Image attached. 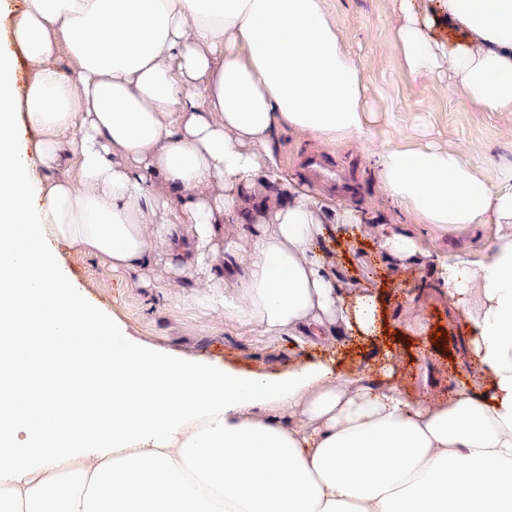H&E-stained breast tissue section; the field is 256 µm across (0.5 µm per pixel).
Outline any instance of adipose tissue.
<instances>
[{"label":"adipose tissue","instance_id":"ef3b65f1","mask_svg":"<svg viewBox=\"0 0 512 512\" xmlns=\"http://www.w3.org/2000/svg\"><path fill=\"white\" fill-rule=\"evenodd\" d=\"M398 9L409 71L447 67L512 112V0ZM1 26L0 512H512V236L434 267L487 388L432 407L323 361L277 376L139 345L62 272L69 254L139 271L163 245L210 309L267 334H377L374 298L346 301L317 248L322 212L357 215L313 205L277 157L281 129L335 142L372 121L324 0H0ZM375 165L414 223L512 224V186L459 150L403 141ZM231 222L262 230L211 249Z\"/></svg>","mask_w":512,"mask_h":512}]
</instances>
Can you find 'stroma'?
I'll return each instance as SVG.
<instances>
[{"label":"stroma","instance_id":"obj_1","mask_svg":"<svg viewBox=\"0 0 512 512\" xmlns=\"http://www.w3.org/2000/svg\"><path fill=\"white\" fill-rule=\"evenodd\" d=\"M353 53L375 120L362 139L326 142L291 130L279 133V159L291 181L314 199L332 196L307 181L298 162L307 153L333 156L340 177L356 185L354 195L332 196L357 214L346 238L327 235L319 243L326 266L341 279L344 294L377 297L388 329L406 340L392 351L377 335L346 345L327 341L312 349L294 337L268 335L254 325L224 316L194 299V280L151 259L140 273H115L94 255H77L67 270L93 309L121 322L132 339L159 351L207 360L251 372H285L301 360H334L347 373H374L389 363L397 382L425 405L448 395L449 384L467 380L473 354L462 315L442 295L431 264L452 257L471 260L486 254L511 225L413 224L380 187L375 160L389 144L406 139L459 149L480 168L491 186H512V113L491 112L452 90L447 80L408 71L394 49L396 0H325ZM391 224L411 235L426 257L385 269L380 227ZM442 344H434L435 335Z\"/></svg>","mask_w":512,"mask_h":512}]
</instances>
